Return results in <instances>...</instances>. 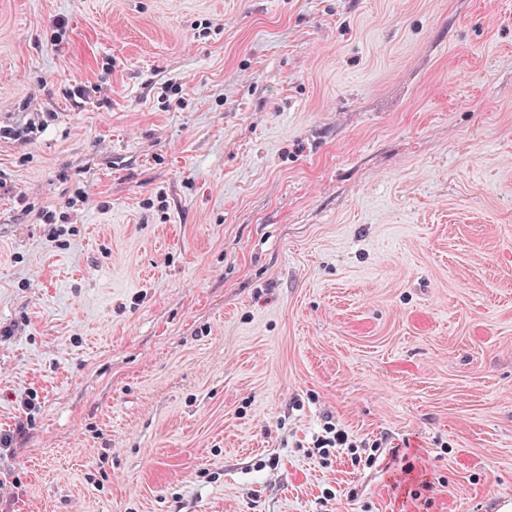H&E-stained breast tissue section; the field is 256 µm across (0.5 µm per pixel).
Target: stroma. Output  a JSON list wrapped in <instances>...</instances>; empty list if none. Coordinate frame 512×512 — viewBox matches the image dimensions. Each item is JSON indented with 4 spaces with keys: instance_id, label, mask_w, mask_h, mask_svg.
Instances as JSON below:
<instances>
[{
    "instance_id": "35a3bbf8",
    "label": "stroma",
    "mask_w": 512,
    "mask_h": 512,
    "mask_svg": "<svg viewBox=\"0 0 512 512\" xmlns=\"http://www.w3.org/2000/svg\"><path fill=\"white\" fill-rule=\"evenodd\" d=\"M0 127V512L512 502V0H0ZM353 438V434L349 433L345 428H342L331 421H326L322 428V434H318L315 437L312 441L313 446L309 448L313 449V453L316 450L315 453L326 465L332 463L333 459L331 456L336 458V448H344L351 451V453H349L351 455L350 461L351 466L354 468L359 467L362 462H364L365 465L368 463L370 464L371 462H376L382 453V451L379 453L382 443H378V441L375 440L371 446L368 442L367 446L366 442L360 441L361 445L359 446L357 444V440H354ZM359 448H361V451H359ZM368 450L369 453L367 454ZM362 454H364V456H362Z\"/></svg>"
}]
</instances>
